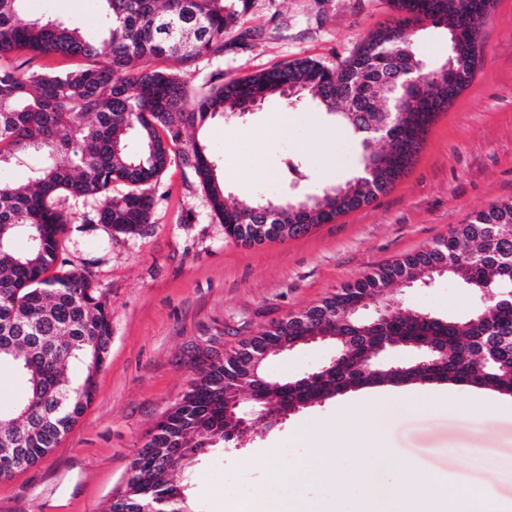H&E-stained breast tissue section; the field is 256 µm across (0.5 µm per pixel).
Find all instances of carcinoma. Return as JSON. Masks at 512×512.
<instances>
[{
    "label": "carcinoma",
    "mask_w": 512,
    "mask_h": 512,
    "mask_svg": "<svg viewBox=\"0 0 512 512\" xmlns=\"http://www.w3.org/2000/svg\"><path fill=\"white\" fill-rule=\"evenodd\" d=\"M25 0H0V170L26 169L28 184L0 178V364L11 366L21 397L0 409V478L34 465L56 447L91 404L96 377L112 339V307L86 267L61 259L67 226L103 224L110 238L135 236L150 224L153 191L177 158L199 178L224 236L244 244L296 238L374 200L408 169L430 122V104L448 81L445 65L474 76L483 3L494 0H392L394 17L370 34L338 69L297 59L245 78L197 90L190 70L224 54V38L252 0H98L101 38L54 20L20 19ZM444 22L458 32L459 52L427 69L416 52L417 25ZM64 57L66 69L37 66ZM172 61L177 68L159 67ZM403 70L419 81L392 91L387 79ZM306 96L359 141L364 174L296 203L256 196L228 203L224 182L198 142L184 131L210 118H241L254 104L279 95ZM134 136L140 153L127 150ZM119 192H113V188ZM64 197L91 203L80 215ZM24 240L26 247L16 248ZM58 272L49 274L53 268ZM446 271L481 300L465 317L401 309L384 320H363L355 305L387 294L401 280L419 282ZM329 336L343 353L318 377L289 381L277 398L292 407L329 400L372 385L451 382L512 394V201L491 207L450 236L330 294L321 304L271 326L208 364L160 420L131 464L125 489L108 512H189L187 469L178 450H195L205 433L236 441L224 421V401L256 389L248 353ZM432 345L437 362L365 373L364 360L390 349ZM492 348L491 363L477 356ZM183 488V497L176 495Z\"/></svg>",
    "instance_id": "cac0c4a2"
}]
</instances>
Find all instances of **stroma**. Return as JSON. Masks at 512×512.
Returning <instances> with one entry per match:
<instances>
[{"instance_id": "1", "label": "stroma", "mask_w": 512, "mask_h": 512, "mask_svg": "<svg viewBox=\"0 0 512 512\" xmlns=\"http://www.w3.org/2000/svg\"><path fill=\"white\" fill-rule=\"evenodd\" d=\"M393 14L391 0H254L242 26L250 37L226 38L222 57L199 60L194 85L211 73L239 79L300 58L334 69ZM24 19L50 18L95 35L96 0H27ZM471 82L431 125L407 174L373 202L307 234L259 245L225 238L194 170L172 161L154 192L143 234L109 236L101 224L72 231L64 258L87 266L112 305V341L90 406L37 464L0 479V512H104L125 487L130 465L154 425L187 392L206 364L329 293L447 237L475 213L512 200V0H496L480 29ZM285 118L287 134L275 119ZM205 145L233 200L305 199L342 184L362 168L359 143L308 100L273 97L240 119L220 117L188 129ZM303 162L300 175L289 161ZM403 307L463 317L477 300L459 279L430 286L397 283ZM332 343L309 342L271 356L276 380L303 376L335 355ZM447 392L453 403L482 399L480 421L443 408L424 409L411 392ZM385 396L388 419L377 445L416 460L453 482H478L493 460L500 492L512 497V416L497 412L512 396L461 384L381 385L301 408L239 445L213 448L191 473L197 512H232L240 497L258 500L268 458L299 464L302 447L343 429L355 400Z\"/></svg>"}]
</instances>
